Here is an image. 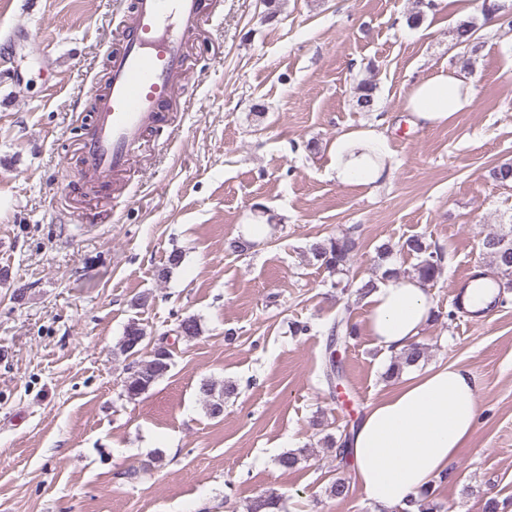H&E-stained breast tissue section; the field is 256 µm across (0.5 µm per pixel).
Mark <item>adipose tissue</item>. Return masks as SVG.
<instances>
[{
	"label": "adipose tissue",
	"mask_w": 512,
	"mask_h": 512,
	"mask_svg": "<svg viewBox=\"0 0 512 512\" xmlns=\"http://www.w3.org/2000/svg\"><path fill=\"white\" fill-rule=\"evenodd\" d=\"M477 90L472 78L448 67L416 79L403 103L416 125L442 127L458 113L472 111ZM328 178L371 192L392 177L388 137L374 125L342 131L327 147ZM364 328L382 354L402 353L431 319L432 304L414 275L389 274L363 299ZM477 386L465 368L444 364L404 378L369 406L350 436L354 486L385 508L435 487L471 438L479 415Z\"/></svg>",
	"instance_id": "adipose-tissue-1"
}]
</instances>
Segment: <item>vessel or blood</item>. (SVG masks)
I'll return each mask as SVG.
<instances>
[{
	"label": "vessel or blood",
	"instance_id": "b4317fda",
	"mask_svg": "<svg viewBox=\"0 0 512 512\" xmlns=\"http://www.w3.org/2000/svg\"><path fill=\"white\" fill-rule=\"evenodd\" d=\"M132 4L125 43L110 57L109 87L97 98L81 158L86 180L102 193L140 148L144 133L164 120L166 105L181 85L185 40L204 8L202 0Z\"/></svg>",
	"mask_w": 512,
	"mask_h": 512
}]
</instances>
